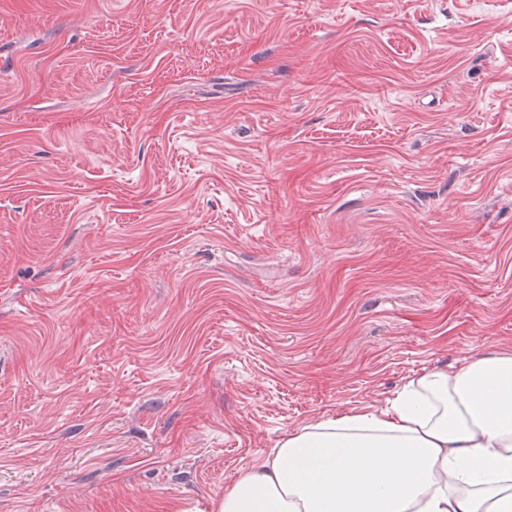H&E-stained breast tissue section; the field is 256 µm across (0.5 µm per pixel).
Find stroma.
Instances as JSON below:
<instances>
[{"instance_id":"stroma-1","label":"stroma","mask_w":512,"mask_h":512,"mask_svg":"<svg viewBox=\"0 0 512 512\" xmlns=\"http://www.w3.org/2000/svg\"><path fill=\"white\" fill-rule=\"evenodd\" d=\"M505 348L512 0H0V512H218Z\"/></svg>"}]
</instances>
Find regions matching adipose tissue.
I'll use <instances>...</instances> for the list:
<instances>
[{
	"mask_svg": "<svg viewBox=\"0 0 512 512\" xmlns=\"http://www.w3.org/2000/svg\"><path fill=\"white\" fill-rule=\"evenodd\" d=\"M220 512H512V350L289 433Z\"/></svg>",
	"mask_w": 512,
	"mask_h": 512,
	"instance_id": "ef3b65f1",
	"label": "adipose tissue"
}]
</instances>
